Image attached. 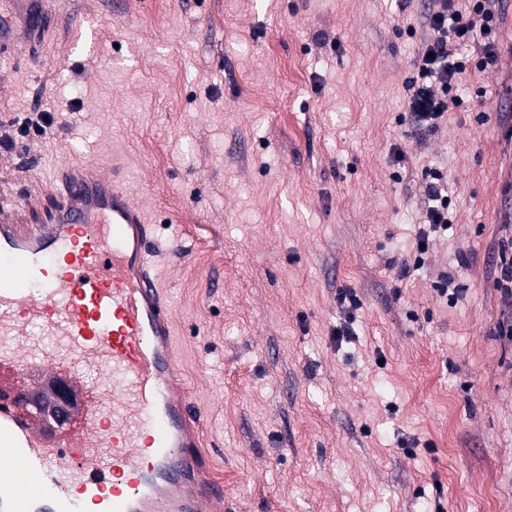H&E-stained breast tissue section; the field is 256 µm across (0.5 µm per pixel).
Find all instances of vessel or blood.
Masks as SVG:
<instances>
[{"label":"vessel or blood","mask_w":512,"mask_h":512,"mask_svg":"<svg viewBox=\"0 0 512 512\" xmlns=\"http://www.w3.org/2000/svg\"><path fill=\"white\" fill-rule=\"evenodd\" d=\"M14 2L42 40L33 0ZM51 195L46 223L0 213V512H218L143 208L77 165Z\"/></svg>","instance_id":"b4317fda"}]
</instances>
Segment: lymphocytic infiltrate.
Segmentation results:
<instances>
[{
    "label": "lymphocytic infiltrate",
    "instance_id": "obj_1",
    "mask_svg": "<svg viewBox=\"0 0 512 512\" xmlns=\"http://www.w3.org/2000/svg\"><path fill=\"white\" fill-rule=\"evenodd\" d=\"M497 0H432L426 15L429 35L414 62L408 84L406 112L417 127L433 129L463 99L460 83L466 73L493 65L500 45ZM448 176L441 169L425 171L427 226L416 239V265H424L431 234L447 230ZM494 284L512 300V214L503 220L494 249Z\"/></svg>",
    "mask_w": 512,
    "mask_h": 512
}]
</instances>
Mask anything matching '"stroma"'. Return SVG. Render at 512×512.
Here are the masks:
<instances>
[{
	"label": "stroma",
	"instance_id": "obj_1",
	"mask_svg": "<svg viewBox=\"0 0 512 512\" xmlns=\"http://www.w3.org/2000/svg\"><path fill=\"white\" fill-rule=\"evenodd\" d=\"M429 3L48 0L49 35L0 63V208L38 221L57 167L117 165L163 242L152 271L222 512H512L490 275L512 211V0L495 64L430 131L402 118ZM39 115L44 137L4 146ZM431 167L452 222L418 267ZM342 288L362 306L340 342Z\"/></svg>",
	"mask_w": 512,
	"mask_h": 512
}]
</instances>
